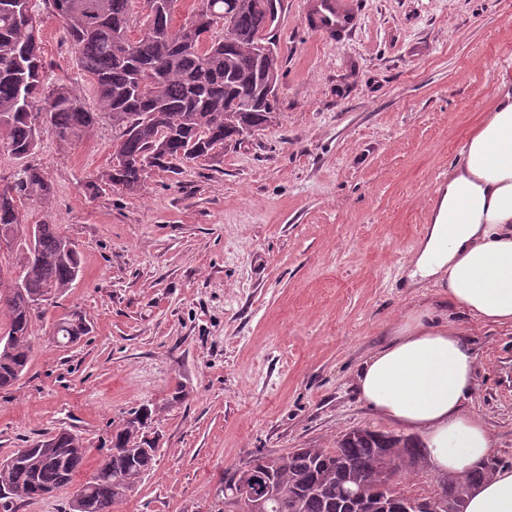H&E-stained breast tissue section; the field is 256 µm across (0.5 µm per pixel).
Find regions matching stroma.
Returning a JSON list of instances; mask_svg holds the SVG:
<instances>
[{"mask_svg":"<svg viewBox=\"0 0 512 512\" xmlns=\"http://www.w3.org/2000/svg\"><path fill=\"white\" fill-rule=\"evenodd\" d=\"M313 0H284L276 125L143 190L86 184L118 137L100 117L69 142L43 128L32 164L53 224L82 271L32 324V357L0 391V461L58 431L88 467L128 412L155 407L156 463L114 512H224V474L262 453L332 448L368 428L399 433L355 396L358 366L433 290L402 288L438 183L512 72V0H344L355 31L323 38ZM47 83L94 87L51 10ZM88 332L52 330L70 311ZM478 355L469 412L487 424L496 469L512 466V328L466 322ZM87 330L85 318L77 312H72L70 315L60 319L56 324L53 340L64 344L76 343L85 335Z\"/></svg>","mask_w":512,"mask_h":512,"instance_id":"stroma-1","label":"stroma"}]
</instances>
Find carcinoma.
Masks as SVG:
<instances>
[{"mask_svg":"<svg viewBox=\"0 0 512 512\" xmlns=\"http://www.w3.org/2000/svg\"><path fill=\"white\" fill-rule=\"evenodd\" d=\"M158 0L135 48L126 47L133 0H0V149L24 159L39 135L30 113H45L55 136L67 141L88 133L102 113L119 131L112 164L98 179L129 193L142 190L151 172L178 174L206 160L245 130L263 131L275 120L269 78L280 77L279 50L258 53L273 5L282 0H208L212 16L231 6L222 41L202 54L180 49L189 23L172 24V4ZM50 6L76 49L80 70L93 83L100 112L85 109L80 91L67 84L44 86L41 8ZM51 186L42 170L25 165L0 188V235L25 223L21 200L46 204ZM53 224L35 225L33 248H25L16 280L0 276V312L8 318L0 344V390H8L29 365L31 326L39 314L32 302L59 293L77 278L79 251ZM85 318L73 312L56 324L53 340L78 342ZM152 410H132L112 431L102 464L76 490L72 512H112L151 470L155 450L145 429ZM26 462L0 468V512L16 500H33L68 484L85 466L89 450L62 431L36 442ZM428 465L412 436L352 429L336 447L297 448L257 456L224 476V507L240 512H413L424 500L395 478ZM493 475L479 464L442 481L437 495L445 512H465L469 496Z\"/></svg>","mask_w":512,"mask_h":512,"instance_id":"carcinoma-1","label":"carcinoma"}]
</instances>
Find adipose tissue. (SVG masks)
I'll list each match as a JSON object with an SVG mask.
<instances>
[{
  "mask_svg": "<svg viewBox=\"0 0 512 512\" xmlns=\"http://www.w3.org/2000/svg\"><path fill=\"white\" fill-rule=\"evenodd\" d=\"M460 156L436 187L405 263V287L435 296L364 360L353 383L376 417L415 433L442 478L469 471L492 451L485 422L465 410L477 355L459 321L512 327V76L502 75L493 112ZM466 512H512V468L496 470Z\"/></svg>",
  "mask_w": 512,
  "mask_h": 512,
  "instance_id": "obj_1",
  "label": "adipose tissue"
}]
</instances>
